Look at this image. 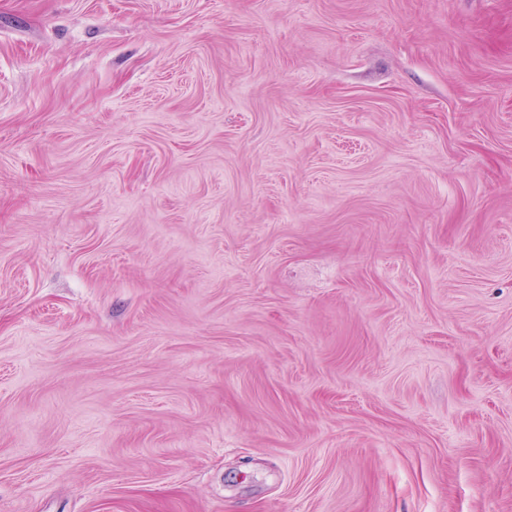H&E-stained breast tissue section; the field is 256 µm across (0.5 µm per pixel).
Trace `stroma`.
Segmentation results:
<instances>
[{"instance_id":"1","label":"stroma","mask_w":512,"mask_h":512,"mask_svg":"<svg viewBox=\"0 0 512 512\" xmlns=\"http://www.w3.org/2000/svg\"><path fill=\"white\" fill-rule=\"evenodd\" d=\"M0 512H512V0H0Z\"/></svg>"}]
</instances>
